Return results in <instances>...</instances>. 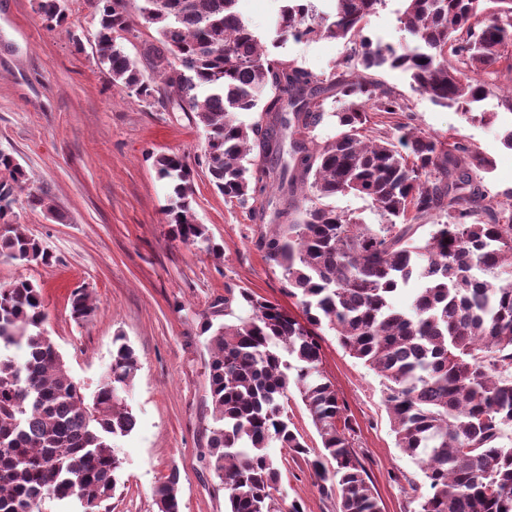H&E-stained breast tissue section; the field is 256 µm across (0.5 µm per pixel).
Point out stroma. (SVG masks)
<instances>
[{"mask_svg":"<svg viewBox=\"0 0 512 512\" xmlns=\"http://www.w3.org/2000/svg\"><path fill=\"white\" fill-rule=\"evenodd\" d=\"M402 0H386L363 33L373 41L403 42ZM67 18L48 25L37 0H0V150L26 174L25 196L12 220L24 225L52 255L50 264L22 265L0 257V284L24 276L41 286L46 328L72 375L94 393L106 375L112 339L127 338L139 369L126 395L137 424L116 439L123 458L120 484L102 512H157L153 488L180 472L181 512H225L227 494L209 465L213 426L203 327L221 324L225 310L245 317L242 292L297 312L282 269L261 246L272 227L253 220L249 207L226 201L199 163L206 133L194 113L163 107L112 85L95 50L98 18L89 0H66ZM275 56L320 78L368 73L402 94L419 130L469 141L493 161L484 180L489 194H512V150L502 143L512 112L503 95L512 74L475 103L493 123L469 122L453 108L414 93L398 70H363L337 39L288 40ZM176 153L194 164L193 209L214 243V254L172 239L164 207L170 194L154 159ZM53 198L59 218L31 210L26 196ZM87 289L95 316L75 322L70 297ZM322 369L347 406L357 430L356 451L382 512H417L411 489L418 464L395 443L379 378L322 332ZM281 480V506L299 501L304 512H336L303 458L271 446Z\"/></svg>","mask_w":512,"mask_h":512,"instance_id":"1","label":"stroma"}]
</instances>
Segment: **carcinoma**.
<instances>
[{
    "mask_svg": "<svg viewBox=\"0 0 512 512\" xmlns=\"http://www.w3.org/2000/svg\"><path fill=\"white\" fill-rule=\"evenodd\" d=\"M155 27L147 67L125 53L116 34L131 29L123 0H97L99 59L112 85L161 102L166 91L207 132L204 165L224 199L250 205L276 231L263 239L284 272L297 317L280 304L242 299L251 314L204 327L210 355L214 427L212 469L227 491V512H281L273 496L280 469L275 443L309 455L288 419L295 384L321 448L310 461L339 512H381L356 450V430L323 374L318 330L379 378L396 446L415 459L424 481L412 485L418 512H512V199L482 189L491 160L462 139H445L396 120L401 94L362 76L328 82L271 54L237 0H142ZM281 0L271 44L288 39L345 41L366 69L406 73L411 88L466 120L491 121L472 104L488 78L512 58V0H404L398 17L411 43H374L364 23L385 0ZM60 0H38L45 21L60 23ZM179 65H174L173 60ZM333 99V111L325 102ZM240 112L260 119L243 124ZM336 134L322 138L325 116ZM378 116L394 123L368 137ZM172 185L170 234L204 241L191 202L192 168L175 154L155 160ZM0 255L47 264L43 243L10 220L26 174L0 151ZM354 194L370 201L382 224H365L325 200ZM434 214L428 237H416ZM411 303L394 297L411 282ZM72 318L97 311L76 289ZM41 288L20 277L0 285V512H46L51 501H85L100 512L123 467L114 439L136 418L122 393L138 370L123 336L112 340L108 376L92 398L75 381L49 336ZM172 471L154 488L157 512H179Z\"/></svg>",
    "mask_w": 512,
    "mask_h": 512,
    "instance_id": "cac0c4a2",
    "label": "carcinoma"
}]
</instances>
